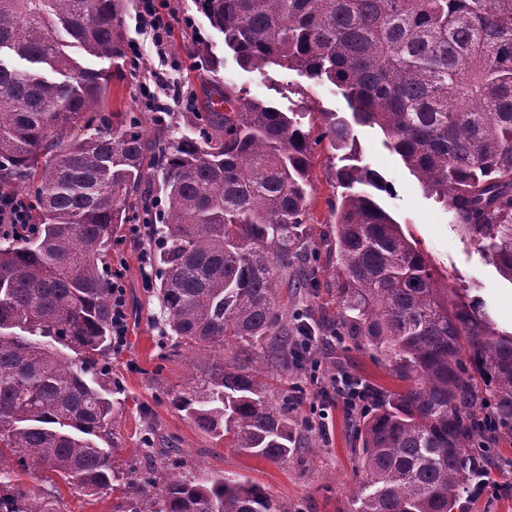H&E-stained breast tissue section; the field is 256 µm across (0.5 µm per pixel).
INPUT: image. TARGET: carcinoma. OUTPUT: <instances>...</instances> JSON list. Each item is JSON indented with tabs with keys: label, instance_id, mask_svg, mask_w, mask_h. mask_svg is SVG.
<instances>
[{
	"label": "carcinoma",
	"instance_id": "cac0c4a2",
	"mask_svg": "<svg viewBox=\"0 0 512 512\" xmlns=\"http://www.w3.org/2000/svg\"><path fill=\"white\" fill-rule=\"evenodd\" d=\"M243 66L329 82L348 120L282 112L224 85V134L183 137L162 157L164 206L151 224L157 297L175 346L224 352L171 403L197 429L267 461L305 450L294 407L264 370L297 368L311 328L281 289L320 286L308 204L315 147L340 153L331 207L333 331L383 363L397 388L357 428L358 512H452L491 425L512 436V334L475 302L448 307L434 269L377 202L391 187L357 164L353 124L378 128L499 272L512 279V0H195ZM121 0H0V189L37 177L28 234L0 237V459L42 468L91 494L112 488L109 252L147 212L153 147L138 117L70 138L111 76L82 66L121 53ZM131 512H275L249 480L173 477L131 484ZM57 500L0 469V512H57Z\"/></svg>",
	"mask_w": 512,
	"mask_h": 512
}]
</instances>
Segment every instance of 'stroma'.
I'll use <instances>...</instances> for the list:
<instances>
[{
    "instance_id": "obj_1",
    "label": "stroma",
    "mask_w": 512,
    "mask_h": 512,
    "mask_svg": "<svg viewBox=\"0 0 512 512\" xmlns=\"http://www.w3.org/2000/svg\"><path fill=\"white\" fill-rule=\"evenodd\" d=\"M121 12L125 46L121 55L98 59L70 53L85 67L111 74L103 114L142 117L145 136L156 151L168 149L176 138L199 133L197 113L206 112L210 92L234 85L243 97L281 110L347 114L348 106L327 82L308 79L296 71L241 67L224 49V36L200 14L194 0H164L163 11L175 25L163 45H155L150 29L136 20L138 0H123ZM190 17L192 28L179 20ZM151 92L164 119L156 121L145 101ZM360 164L377 171L392 193H378V203L414 240L436 268L439 285L449 303L480 300L483 310L502 332L512 333V281L503 277L490 258L471 240L448 210L427 195L400 157L384 148L379 129H355ZM332 151L315 149L313 190L308 232L321 241L331 231L330 203L336 198ZM147 240L121 237L112 247V265L121 270L127 287L129 323L127 346L111 352L112 378L119 384L112 422L99 444L107 448L117 475L111 489L92 495L62 488L57 512H129V481L139 479L146 462L154 475L176 474L192 481L241 477L260 484L280 512H356V488L362 477L356 448V420L343 408L333 409L326 429H319L312 410V390L302 372L275 376L280 395L294 400V414L309 449L284 462H270L226 447L223 440L200 432L171 404L189 376H203L219 360L214 350L173 351L163 334L166 316L153 289L142 285ZM320 288L308 306L309 321L323 336L316 358L326 375L346 372L368 383L392 387L382 366L367 351L330 336L339 314L336 284L320 275ZM495 484L464 495L454 512H512V473L496 471Z\"/></svg>"
}]
</instances>
